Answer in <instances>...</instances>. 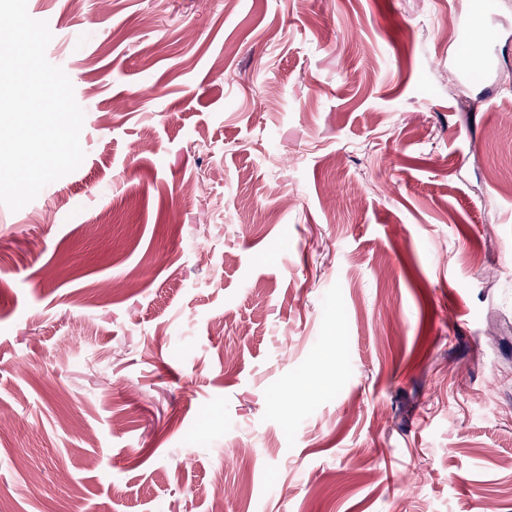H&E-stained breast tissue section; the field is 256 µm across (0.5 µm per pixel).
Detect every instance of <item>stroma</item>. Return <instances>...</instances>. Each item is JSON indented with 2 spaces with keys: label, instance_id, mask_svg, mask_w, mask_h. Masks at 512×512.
<instances>
[{
  "label": "stroma",
  "instance_id": "obj_1",
  "mask_svg": "<svg viewBox=\"0 0 512 512\" xmlns=\"http://www.w3.org/2000/svg\"><path fill=\"white\" fill-rule=\"evenodd\" d=\"M27 8L86 156L0 205V512H211L218 475L223 512H512V84L450 83L471 0Z\"/></svg>",
  "mask_w": 512,
  "mask_h": 512
}]
</instances>
